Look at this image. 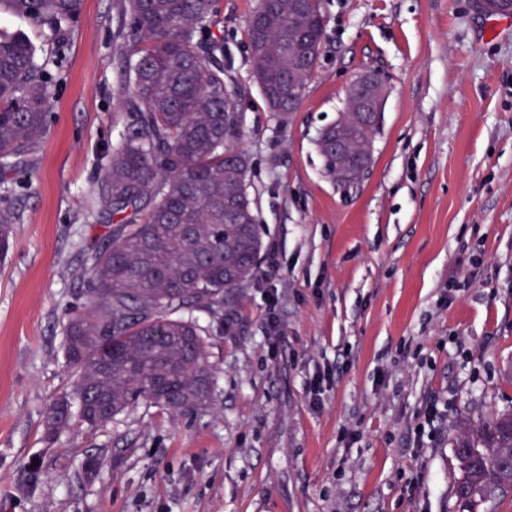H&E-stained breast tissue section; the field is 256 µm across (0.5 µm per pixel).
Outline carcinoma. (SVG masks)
Instances as JSON below:
<instances>
[{"label":"carcinoma","mask_w":512,"mask_h":512,"mask_svg":"<svg viewBox=\"0 0 512 512\" xmlns=\"http://www.w3.org/2000/svg\"><path fill=\"white\" fill-rule=\"evenodd\" d=\"M82 0H0V11L59 29ZM263 28L247 25L253 78L269 110L288 121V91L304 96L321 52L320 0L303 12L264 0ZM118 46L126 125L104 170L102 213L115 220L87 258L90 308L73 313L63 347L74 381L49 407L51 442L72 420L104 428L140 405L169 415L211 405L215 370L190 318L224 305L255 276L261 225L249 192V157L226 74L224 36L213 32L212 0H127ZM30 41L0 32V173L27 167L48 130L51 77ZM380 113H340L316 141L333 180L372 160ZM344 148L333 149L336 136ZM18 215L0 211V259ZM78 405V413L72 412ZM455 512H486L512 499V413L493 416L455 441Z\"/></svg>","instance_id":"obj_1"}]
</instances>
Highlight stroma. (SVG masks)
Returning a JSON list of instances; mask_svg holds the SVG:
<instances>
[{"instance_id": "1", "label": "stroma", "mask_w": 512, "mask_h": 512, "mask_svg": "<svg viewBox=\"0 0 512 512\" xmlns=\"http://www.w3.org/2000/svg\"><path fill=\"white\" fill-rule=\"evenodd\" d=\"M256 6L213 4L263 248L223 321L192 313L212 404L50 444L48 407L73 383L64 327L112 230L92 200L123 129L126 19L122 0H83L61 32L0 13L53 91L27 168L0 176V210L19 217L0 260V512H452L453 439L512 410V25L474 0H321V53L282 126L252 79ZM370 71L386 87L373 162L344 187L316 139ZM329 364L316 409L307 383ZM431 399L443 418L420 437Z\"/></svg>"}]
</instances>
